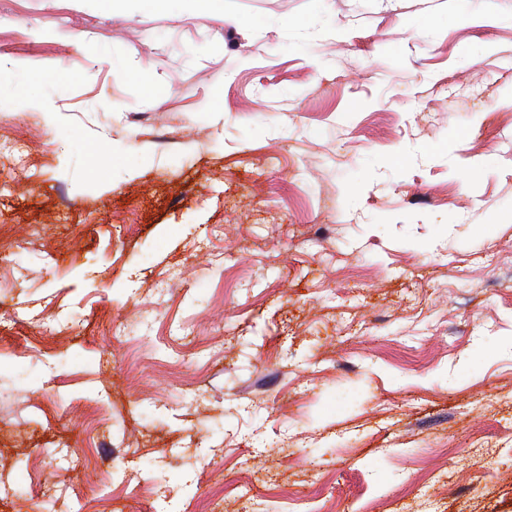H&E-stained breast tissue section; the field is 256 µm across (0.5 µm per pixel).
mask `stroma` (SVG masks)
I'll use <instances>...</instances> for the list:
<instances>
[{
    "mask_svg": "<svg viewBox=\"0 0 512 512\" xmlns=\"http://www.w3.org/2000/svg\"><path fill=\"white\" fill-rule=\"evenodd\" d=\"M0 58V512H512V0H0Z\"/></svg>",
    "mask_w": 512,
    "mask_h": 512,
    "instance_id": "obj_1",
    "label": "stroma"
}]
</instances>
